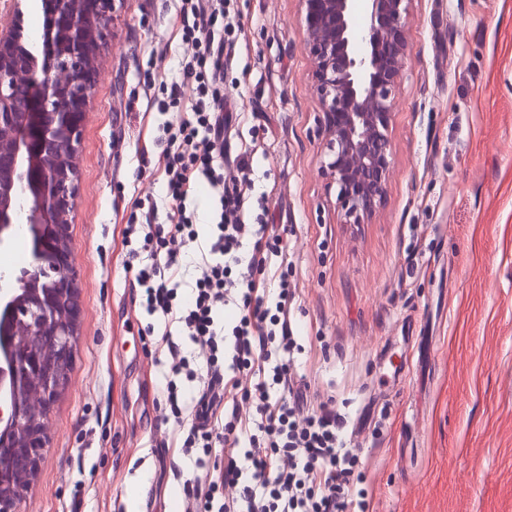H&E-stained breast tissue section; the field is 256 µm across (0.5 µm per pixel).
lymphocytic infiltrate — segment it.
<instances>
[{"label": "lymphocytic infiltrate", "mask_w": 512, "mask_h": 512, "mask_svg": "<svg viewBox=\"0 0 512 512\" xmlns=\"http://www.w3.org/2000/svg\"><path fill=\"white\" fill-rule=\"evenodd\" d=\"M183 42L192 47L181 62L182 83L170 86L159 112L177 106L182 84L195 87L191 112L162 125L164 167L171 206L166 223L157 208L140 222L126 225V238H137L140 252L150 259L135 272L143 288L148 315L177 322L206 361L217 393L199 400L195 420L181 449L218 455L222 469L206 470L184 484L192 512H366V491L359 488V461L345 435V422L322 406L302 414L304 396L291 383L296 340L289 318L293 294L287 270H280L274 307H266L259 289L264 285L270 256L281 253L280 237L266 238V227L244 220L250 166L241 161V190L224 183V71L219 63L225 49L235 46L225 21L224 0H179ZM204 181L220 188L218 233L203 258L191 288V302L180 307L177 256L197 237L195 213L187 205L191 187ZM246 265L248 275L232 279V269ZM234 305L240 316L232 329L220 325L218 314ZM251 403L249 425H240L239 402ZM234 487L225 495V487Z\"/></svg>", "instance_id": "obj_1"}]
</instances>
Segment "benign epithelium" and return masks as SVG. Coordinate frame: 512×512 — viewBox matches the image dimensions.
<instances>
[{
    "instance_id": "obj_1",
    "label": "benign epithelium",
    "mask_w": 512,
    "mask_h": 512,
    "mask_svg": "<svg viewBox=\"0 0 512 512\" xmlns=\"http://www.w3.org/2000/svg\"><path fill=\"white\" fill-rule=\"evenodd\" d=\"M24 0H0V247L27 225L32 262L0 272V512H22L50 438V409L73 382L81 306L68 229L78 148L100 76L114 0H41V45L29 44ZM303 0L304 46L324 119L321 168L347 224L384 200L389 127L409 59L412 0Z\"/></svg>"
}]
</instances>
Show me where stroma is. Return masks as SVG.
I'll list each match as a JSON object with an SVG mask.
<instances>
[{
  "instance_id": "35a3bbf8",
  "label": "stroma",
  "mask_w": 512,
  "mask_h": 512,
  "mask_svg": "<svg viewBox=\"0 0 512 512\" xmlns=\"http://www.w3.org/2000/svg\"><path fill=\"white\" fill-rule=\"evenodd\" d=\"M178 0H116L79 147L70 227L81 316L74 381L24 512H186L190 413L164 395L162 327L140 305L122 229L164 194L152 95L191 48ZM233 114L224 175L248 158L245 219L282 229L308 405L334 408L359 450L369 512H512V0H412L410 59L389 128L382 204L344 223L321 172L302 0H226ZM216 194L194 185L197 244ZM409 358L393 378L390 358Z\"/></svg>"
}]
</instances>
